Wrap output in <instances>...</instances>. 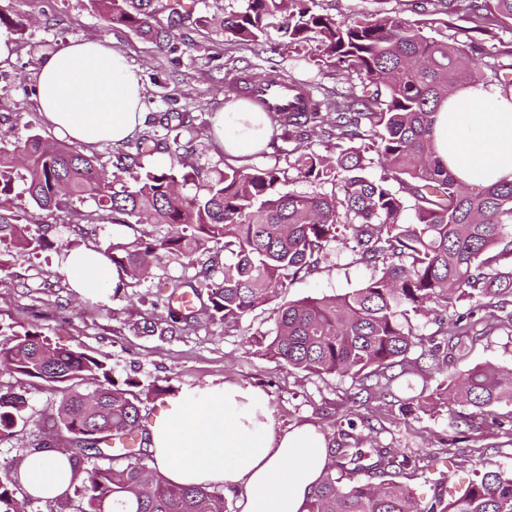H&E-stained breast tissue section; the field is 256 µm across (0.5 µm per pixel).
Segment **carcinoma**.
Here are the masks:
<instances>
[{
	"mask_svg": "<svg viewBox=\"0 0 512 512\" xmlns=\"http://www.w3.org/2000/svg\"><path fill=\"white\" fill-rule=\"evenodd\" d=\"M152 0H90L107 22L119 20L133 31L169 44L170 28L191 18L182 0L169 4L161 24ZM313 0H247L242 11L224 14V34L242 45L262 42L271 20H279L284 47L305 52L347 77L359 92L326 90L311 95V111L280 123L287 142L303 128L318 131L329 154L304 147L292 167L312 183H329V193L285 192L286 170L269 166L224 165L202 170L179 154L190 132L182 116L164 114L163 134L136 144V156L156 150L172 154L166 167L137 161L108 173L75 146L50 142L33 133L0 145V193L11 190L22 173L32 205L68 210L84 221L105 214L133 230L111 242L104 254L124 276L149 277L161 256L192 265L210 254L196 273V284L175 281L160 299L167 311L165 329L173 332L193 315L173 307L183 288L200 296L213 319L236 322L285 294L293 279L318 263L339 228L352 231L353 251L375 273L362 287L343 295L305 298L279 306L270 336L251 344L288 366L307 373L339 374L363 391L396 398L391 385L403 376L442 374L448 357L467 341L496 328L477 312L498 309L512 297V181L467 187L434 156L433 125L438 106L457 90L477 81L512 88V62L493 49L478 59L460 47L424 33L397 10L335 19L315 12ZM465 10L478 26L512 29V0H467ZM377 163L384 173L367 175ZM194 182L203 193L184 201L182 189ZM88 201L95 210L77 212ZM412 213L411 221L405 220ZM142 224L167 225L154 236ZM49 246L45 231L0 213V270L16 250L36 252ZM224 254V266L218 256ZM459 301L471 307L457 317L450 339L428 337L425 367L409 353L422 338L411 318H437ZM0 370L37 379L58 397L56 413L37 424L39 432L68 434L76 463L83 469L79 512H226L224 494L199 486H175L160 474L142 449L148 437L139 424V384L120 382L102 359L51 340L37 328L6 333L0 326ZM457 399L476 416L512 402V371L477 365L450 373L428 400ZM26 399L0 388V440L26 425ZM341 467L365 478L342 483L325 473L312 491L308 512H512V472L475 474L463 492L448 501L438 495L420 504L406 485L382 476L410 465L389 448L335 449ZM18 467L0 466V512H22L15 497Z\"/></svg>",
	"mask_w": 512,
	"mask_h": 512,
	"instance_id": "cac0c4a2",
	"label": "carcinoma"
}]
</instances>
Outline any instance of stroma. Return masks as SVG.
<instances>
[{
  "label": "stroma",
  "instance_id": "1",
  "mask_svg": "<svg viewBox=\"0 0 512 512\" xmlns=\"http://www.w3.org/2000/svg\"><path fill=\"white\" fill-rule=\"evenodd\" d=\"M421 3L315 0V9L339 18L395 9L404 18L426 22L429 35L447 34L462 48L476 44L512 50V31L476 30L471 16L462 11L426 15ZM244 5L245 0H198L194 20L176 30L171 48L162 50L127 26L106 25L88 0H0V35L12 45L10 58L0 62V140L12 142L32 132L55 139L34 100L36 57L76 38L109 42L140 70L146 112L143 132L153 131L154 117L163 112H179L190 119L194 131L188 158L204 168H220L228 161L213 142L212 121L232 96L238 74L275 72L296 83L349 91L350 80L335 69L282 47L276 28H269L267 37L255 46L228 38L221 26L224 13ZM0 212L19 216L25 224L50 225L55 243L54 249L37 254L15 253L8 268L0 271V326L37 327L54 341L107 360L116 378L128 377L144 387L166 380L186 392L230 380L259 388L269 398L277 428L308 424L337 444L371 443L414 460V467L393 479L411 487L424 502L438 494L448 499L457 496L474 471L512 472V403L497 404L492 419H475L461 434L456 417L463 407L456 401L434 409L417 405L408 416L401 412L400 399L431 392L440 375L396 380L395 398L390 401L358 390L346 376L288 370L251 344L253 337L273 332L277 312L272 304L236 324L202 315L172 333L145 331L146 323L166 316L154 303L158 287L169 279L193 280L196 266L166 258L140 282L126 279L119 288L105 292L80 290L73 287L64 267L66 247L101 249L130 237L131 229L38 209L19 180L0 194ZM348 236V231L339 232L316 267L292 282L286 300L342 295L362 287L372 270L358 260ZM477 364L512 368V327L504 325L474 338L451 368L460 372ZM0 387L25 395L29 419L11 438L0 441V462H8L31 447L37 423L54 413L56 405L54 394L34 379L2 370ZM357 414L362 423L349 427V419Z\"/></svg>",
  "mask_w": 512,
  "mask_h": 512
}]
</instances>
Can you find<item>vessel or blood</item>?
<instances>
[{"label": "vessel or blood", "instance_id": "1", "mask_svg": "<svg viewBox=\"0 0 512 512\" xmlns=\"http://www.w3.org/2000/svg\"><path fill=\"white\" fill-rule=\"evenodd\" d=\"M233 87L238 93L260 104L276 121L290 113L307 109V91L277 74L263 77L241 76L235 78Z\"/></svg>", "mask_w": 512, "mask_h": 512}]
</instances>
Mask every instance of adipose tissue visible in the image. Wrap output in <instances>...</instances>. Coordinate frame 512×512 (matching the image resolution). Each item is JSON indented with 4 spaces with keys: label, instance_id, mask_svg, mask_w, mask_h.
I'll list each match as a JSON object with an SVG mask.
<instances>
[{
    "label": "adipose tissue",
    "instance_id": "1",
    "mask_svg": "<svg viewBox=\"0 0 512 512\" xmlns=\"http://www.w3.org/2000/svg\"><path fill=\"white\" fill-rule=\"evenodd\" d=\"M35 74L41 115L71 142L120 143L145 121L139 70L104 42L69 41L39 57ZM213 132L227 155L242 157L265 148L271 123L234 97L215 114ZM434 149L465 184L512 181V90L478 82L450 95L437 112ZM65 266L79 289L116 282L93 248L69 252ZM148 450L169 483L239 490V512H307L330 463L322 432L276 429L266 394L234 381L169 400L150 428ZM20 478L31 496L54 497L73 470L65 454L38 453L21 464Z\"/></svg>",
    "mask_w": 512,
    "mask_h": 512
}]
</instances>
